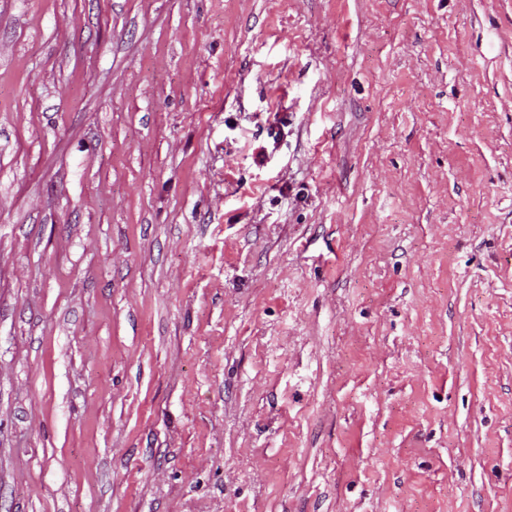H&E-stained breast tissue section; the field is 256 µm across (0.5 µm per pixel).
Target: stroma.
I'll list each match as a JSON object with an SVG mask.
<instances>
[{
    "label": "stroma",
    "mask_w": 512,
    "mask_h": 512,
    "mask_svg": "<svg viewBox=\"0 0 512 512\" xmlns=\"http://www.w3.org/2000/svg\"><path fill=\"white\" fill-rule=\"evenodd\" d=\"M0 512H512V0H0Z\"/></svg>",
    "instance_id": "obj_1"
}]
</instances>
